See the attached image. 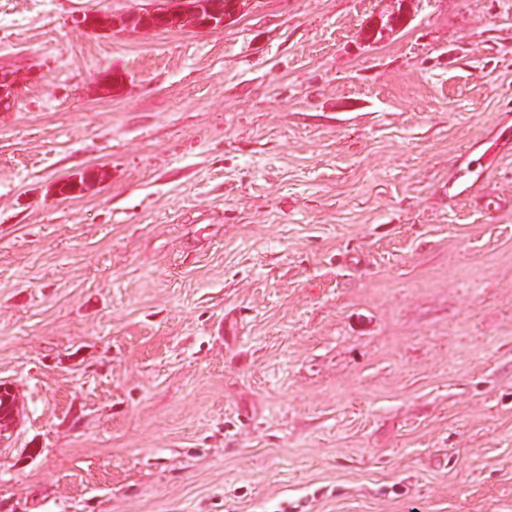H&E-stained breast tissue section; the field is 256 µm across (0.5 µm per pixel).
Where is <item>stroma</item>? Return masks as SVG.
<instances>
[{
  "label": "stroma",
  "instance_id": "obj_1",
  "mask_svg": "<svg viewBox=\"0 0 512 512\" xmlns=\"http://www.w3.org/2000/svg\"><path fill=\"white\" fill-rule=\"evenodd\" d=\"M151 4L0 0V512H512V0ZM202 1V0H195ZM153 6L144 13H135L126 16L122 23L126 27L144 28L143 19L155 18L165 24L182 27L220 28L224 23L236 16L249 4V0H235L229 2L228 8H224V0H205L196 5L188 4L189 0H154ZM205 8L207 16H201ZM228 13H233L231 16ZM143 18V19H142ZM10 388H11V393L8 388L2 389L1 383H0V413H2V412L7 413L9 411L10 400H11L12 396L14 397L12 400V409H11L10 415L7 418H4V416L2 414L0 417V439H1V441L8 432L13 431V429L15 427V423H16V409H17L16 394L11 386H10Z\"/></svg>",
  "mask_w": 512,
  "mask_h": 512
}]
</instances>
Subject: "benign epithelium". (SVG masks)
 Returning a JSON list of instances; mask_svg holds the SVG:
<instances>
[{
  "mask_svg": "<svg viewBox=\"0 0 512 512\" xmlns=\"http://www.w3.org/2000/svg\"><path fill=\"white\" fill-rule=\"evenodd\" d=\"M248 4L249 0H232L226 9L224 0H202L196 5L189 4V0H154L148 11L129 15L122 23L126 27L144 28V20L151 17L174 26L220 28L231 15L240 13ZM16 90L17 81L13 74L0 71V112L12 108Z\"/></svg>",
  "mask_w": 512,
  "mask_h": 512,
  "instance_id": "7a95c632",
  "label": "benign epithelium"
}]
</instances>
